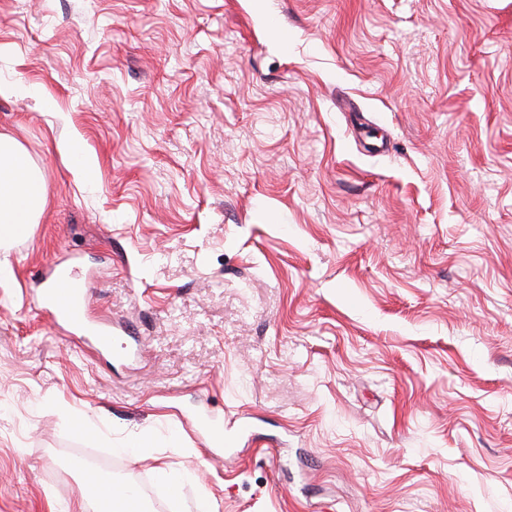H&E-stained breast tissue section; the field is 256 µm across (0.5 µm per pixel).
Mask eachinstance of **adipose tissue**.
Listing matches in <instances>:
<instances>
[{"label": "adipose tissue", "mask_w": 512, "mask_h": 512, "mask_svg": "<svg viewBox=\"0 0 512 512\" xmlns=\"http://www.w3.org/2000/svg\"><path fill=\"white\" fill-rule=\"evenodd\" d=\"M46 186L40 169L12 136L0 134V245L26 236L41 216Z\"/></svg>", "instance_id": "ef3b65f1"}]
</instances>
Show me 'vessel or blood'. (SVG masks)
Segmentation results:
<instances>
[{
	"label": "vessel or blood",
	"instance_id": "obj_1",
	"mask_svg": "<svg viewBox=\"0 0 512 512\" xmlns=\"http://www.w3.org/2000/svg\"><path fill=\"white\" fill-rule=\"evenodd\" d=\"M54 287L44 289L40 303L52 322L59 326L85 332L102 348H112L115 338L111 329L90 324L89 291L85 284L65 268L52 270Z\"/></svg>",
	"mask_w": 512,
	"mask_h": 512
}]
</instances>
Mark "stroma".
<instances>
[{
  "mask_svg": "<svg viewBox=\"0 0 512 512\" xmlns=\"http://www.w3.org/2000/svg\"><path fill=\"white\" fill-rule=\"evenodd\" d=\"M15 84L0 512H512V0H0ZM46 200L40 169L12 136L0 134V245L26 236L37 224ZM49 278L64 285L63 288L44 289L40 298L42 308L52 322L89 333L99 347H114L116 336H112L111 329L90 326L89 290L86 285L63 267L52 270ZM95 512H138L142 511L136 492L126 487L117 488L112 483L105 486L99 496H94Z\"/></svg>",
  "mask_w": 512,
  "mask_h": 512,
  "instance_id": "stroma-1",
  "label": "stroma"
}]
</instances>
